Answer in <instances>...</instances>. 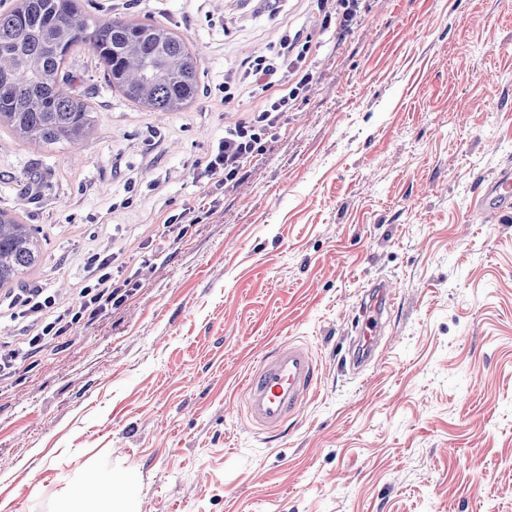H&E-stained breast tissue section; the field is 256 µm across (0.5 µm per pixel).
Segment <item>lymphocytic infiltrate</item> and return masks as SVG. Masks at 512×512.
Returning a JSON list of instances; mask_svg holds the SVG:
<instances>
[{
	"instance_id": "f902f5d3",
	"label": "lymphocytic infiltrate",
	"mask_w": 512,
	"mask_h": 512,
	"mask_svg": "<svg viewBox=\"0 0 512 512\" xmlns=\"http://www.w3.org/2000/svg\"><path fill=\"white\" fill-rule=\"evenodd\" d=\"M311 52V43L284 35L274 57H258L246 67L244 82L259 90L260 99L247 116L225 123L223 137L201 163V178L215 189L234 185L247 165L266 154L270 137L286 124L289 109L312 85ZM88 269V279L74 301L38 287L10 295L7 309L20 325L19 346L0 349V377L12 373L19 355L35 356L74 327L120 308L144 286L152 266L144 264L123 277L115 274L111 256L96 253L89 257Z\"/></svg>"
}]
</instances>
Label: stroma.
I'll return each mask as SVG.
<instances>
[{
	"instance_id": "1",
	"label": "stroma",
	"mask_w": 512,
	"mask_h": 512,
	"mask_svg": "<svg viewBox=\"0 0 512 512\" xmlns=\"http://www.w3.org/2000/svg\"><path fill=\"white\" fill-rule=\"evenodd\" d=\"M95 2L173 28L200 91L153 111L80 43L67 66L90 139L0 129V210L43 250L23 286L71 298L99 250L126 274L154 266L119 310L0 377V512H53L88 469L117 467L139 512H512V221L474 203L512 165V0H362L343 39L317 0ZM285 34L312 37V87L203 212L199 165L259 99L244 88L224 111V81ZM187 209L191 235L154 253ZM381 282L388 349L356 375L350 339ZM288 340L320 383L271 438L243 386Z\"/></svg>"
}]
</instances>
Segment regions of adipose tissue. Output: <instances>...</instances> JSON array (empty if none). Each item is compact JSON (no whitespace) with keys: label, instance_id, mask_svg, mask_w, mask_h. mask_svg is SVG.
Instances as JSON below:
<instances>
[{"label":"adipose tissue","instance_id":"1","mask_svg":"<svg viewBox=\"0 0 512 512\" xmlns=\"http://www.w3.org/2000/svg\"><path fill=\"white\" fill-rule=\"evenodd\" d=\"M129 481L128 472L118 469L94 489L83 484L68 486L59 494L58 512H138Z\"/></svg>","mask_w":512,"mask_h":512}]
</instances>
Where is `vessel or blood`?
<instances>
[{"mask_svg": "<svg viewBox=\"0 0 512 512\" xmlns=\"http://www.w3.org/2000/svg\"><path fill=\"white\" fill-rule=\"evenodd\" d=\"M483 197L492 201L498 211H512V168H504L488 183ZM375 291V299L364 308L362 322L356 327L357 354L352 364L359 369L379 357L384 313L393 304L394 295L385 284L376 285ZM318 373L319 364L306 345L294 341L278 344L245 385V406L251 423L262 432L273 434L296 419L317 392Z\"/></svg>", "mask_w": 512, "mask_h": 512, "instance_id": "vessel-or-blood-1", "label": "vessel or blood"}]
</instances>
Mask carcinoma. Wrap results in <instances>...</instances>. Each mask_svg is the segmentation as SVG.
I'll use <instances>...</instances> for the list:
<instances>
[{
	"instance_id": "obj_1",
	"label": "carcinoma",
	"mask_w": 512,
	"mask_h": 512,
	"mask_svg": "<svg viewBox=\"0 0 512 512\" xmlns=\"http://www.w3.org/2000/svg\"><path fill=\"white\" fill-rule=\"evenodd\" d=\"M79 41L132 102L179 112L199 93L197 55L169 26L98 16L89 0H15L0 10V127L46 147L87 138L93 108L67 69ZM40 258L38 228L0 210V287Z\"/></svg>"
}]
</instances>
